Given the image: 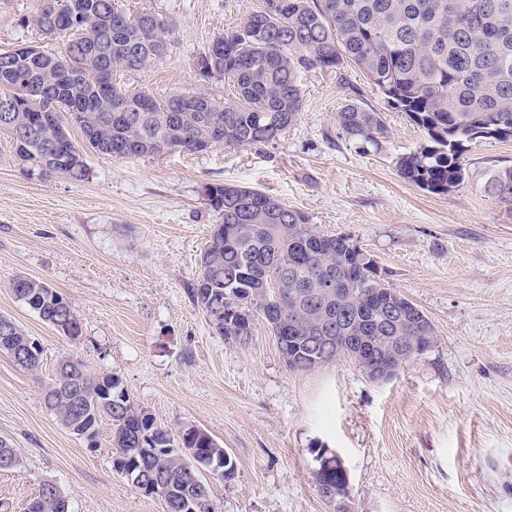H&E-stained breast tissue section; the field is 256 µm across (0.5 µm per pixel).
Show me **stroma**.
Here are the masks:
<instances>
[{"label": "stroma", "mask_w": 512, "mask_h": 512, "mask_svg": "<svg viewBox=\"0 0 512 512\" xmlns=\"http://www.w3.org/2000/svg\"><path fill=\"white\" fill-rule=\"evenodd\" d=\"M42 0H0V51L59 53L27 19ZM171 24L166 58L122 74L162 99L202 93L234 99L224 77H201L200 54L264 0H125ZM303 109L277 141L199 153L116 160L89 151L86 179H43L15 160L0 134V315L41 351L28 372L0 351V439L22 464L0 471V500L25 512L46 481L70 512H164L112 468V423L96 446L66 430L43 391L58 360L118 375L136 404L172 429L192 424L223 443L232 480L203 473L214 512H334L314 479L319 446L349 476L351 512H512V209L489 197L491 171L512 165V140L476 139L466 179L435 194L402 179L399 157L427 141L356 66L300 78ZM380 112L379 151L362 153L336 114L350 102ZM273 195L318 230L370 255L387 287L422 310L437 342L395 377L372 381L348 358L294 373L266 325L229 343L188 290L216 222L208 184ZM46 281L72 304L71 340L18 300L17 277Z\"/></svg>", "instance_id": "obj_1"}]
</instances>
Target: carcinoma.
Returning a JSON list of instances; mask_svg holds the SVG:
<instances>
[{
	"instance_id": "obj_1",
	"label": "carcinoma",
	"mask_w": 512,
	"mask_h": 512,
	"mask_svg": "<svg viewBox=\"0 0 512 512\" xmlns=\"http://www.w3.org/2000/svg\"><path fill=\"white\" fill-rule=\"evenodd\" d=\"M157 14L130 12L123 0H43L31 22L46 37L66 38L58 54L18 47L0 52V132L33 175L87 176L84 148L70 137L78 125L85 148L123 160L171 151L203 152L268 144L294 126L302 112L300 76L355 65L387 99L424 129L428 144L399 158L402 178L436 194L465 179L464 143L512 138V0H265L216 37L197 61L200 75H222L235 101L220 105L196 93L158 100L131 92L119 73L139 71L167 56L169 23L152 36L145 24ZM106 40L109 57L94 59ZM50 106L52 122L38 112ZM345 137L363 152L378 149L386 131L380 113L350 103L336 113ZM485 192L512 208V166L494 169ZM213 225L190 288L216 334L240 343L264 322L277 345L288 342V369L310 370V337L319 339L322 362L340 357L345 336L387 350L397 336L420 341L426 325L396 319L384 326L389 293L373 259L350 238L318 232L302 211L249 187L212 183L205 189ZM288 280L277 293L271 284ZM12 292L61 334L81 335L69 300L47 282L19 277ZM0 336L11 357L31 352L23 369L39 366L40 349L17 325ZM46 407L72 434L98 443L99 422L112 421V465L165 512H213L209 485L187 455L235 475V462L207 432L185 425L178 433L138 407L119 376L92 372L72 356L61 358L43 393ZM317 451V477L348 491L342 464ZM19 465L17 449L0 439V462ZM26 512H68L60 488L45 482Z\"/></svg>"
}]
</instances>
